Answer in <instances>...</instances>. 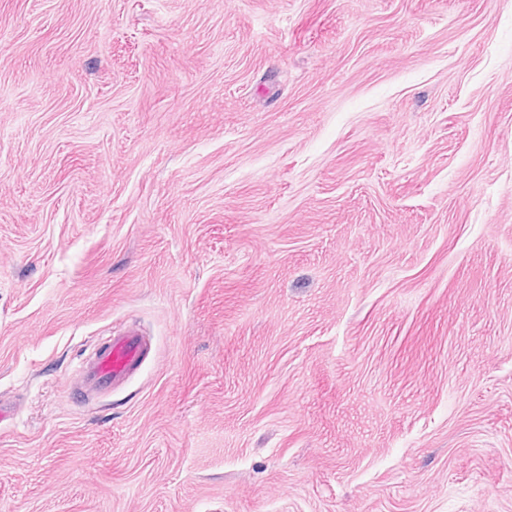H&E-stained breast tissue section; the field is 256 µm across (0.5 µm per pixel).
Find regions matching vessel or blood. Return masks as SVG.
Instances as JSON below:
<instances>
[{"mask_svg":"<svg viewBox=\"0 0 512 512\" xmlns=\"http://www.w3.org/2000/svg\"><path fill=\"white\" fill-rule=\"evenodd\" d=\"M147 349L146 338L136 331L114 335L108 346L80 365L82 384L74 390L76 398L84 401L91 393L121 385L141 366Z\"/></svg>","mask_w":512,"mask_h":512,"instance_id":"1","label":"vessel or blood"}]
</instances>
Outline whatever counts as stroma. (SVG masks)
Here are the masks:
<instances>
[{
  "instance_id": "stroma-1",
  "label": "stroma",
  "mask_w": 512,
  "mask_h": 512,
  "mask_svg": "<svg viewBox=\"0 0 512 512\" xmlns=\"http://www.w3.org/2000/svg\"><path fill=\"white\" fill-rule=\"evenodd\" d=\"M0 401V512H512V0H0ZM148 349L146 338L134 330L112 336L108 346L80 365L82 385L73 390L75 397L86 401L92 392H107L121 385L138 370Z\"/></svg>"
}]
</instances>
